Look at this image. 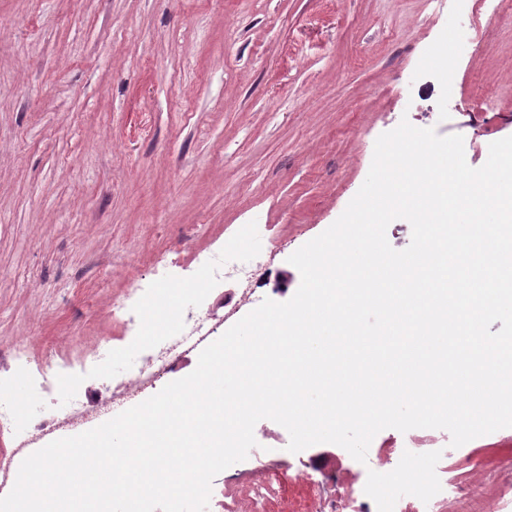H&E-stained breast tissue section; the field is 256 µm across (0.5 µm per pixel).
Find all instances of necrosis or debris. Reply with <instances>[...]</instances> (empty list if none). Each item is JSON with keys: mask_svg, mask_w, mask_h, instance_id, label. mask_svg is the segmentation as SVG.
<instances>
[{"mask_svg": "<svg viewBox=\"0 0 512 512\" xmlns=\"http://www.w3.org/2000/svg\"><path fill=\"white\" fill-rule=\"evenodd\" d=\"M210 272L206 286L194 288L195 305L171 303L168 293L151 284H140L134 292L113 303L112 314L133 328L134 336L126 338V347L137 356L135 365L125 371L101 374L106 352L93 349L79 355L52 351L36 358L29 354L24 341H13L10 350L15 367L10 376H0V434L16 438V450L31 447L37 434L63 427L77 426L91 419L82 400V390L88 375L99 374L100 392L104 395H123L129 398L155 388L159 381L178 364L181 357L199 345L214 339L217 324L210 312L202 311L198 301L207 288L219 285L225 276H249L250 270L236 260L233 248L213 252L201 261ZM165 308L167 326L148 333L140 311L142 307ZM36 397V413L32 418H20L14 411L12 399L19 389ZM402 484L411 491L416 502L413 512H447L449 503L459 505L460 512H471L472 503L463 501L460 487L423 478L414 453L401 452L397 466Z\"/></svg>", "mask_w": 512, "mask_h": 512, "instance_id": "obj_1", "label": "necrosis or debris"}]
</instances>
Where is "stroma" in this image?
Returning a JSON list of instances; mask_svg holds the SVG:
<instances>
[{
    "mask_svg": "<svg viewBox=\"0 0 512 512\" xmlns=\"http://www.w3.org/2000/svg\"><path fill=\"white\" fill-rule=\"evenodd\" d=\"M404 119L463 136L474 168L512 136V0H0V344L38 357L111 340L114 298L143 278L185 288L229 239L249 263L255 228L272 242L263 264L209 305L225 330L288 301L289 256L338 219ZM509 437L444 459L448 431L385 429L363 463L331 443L302 451L313 484L285 467L257 477L250 456L211 496L216 512L243 495L313 512L356 500L409 447L490 508L512 491V455L483 458Z\"/></svg>",
    "mask_w": 512,
    "mask_h": 512,
    "instance_id": "35a3bbf8",
    "label": "stroma"
}]
</instances>
